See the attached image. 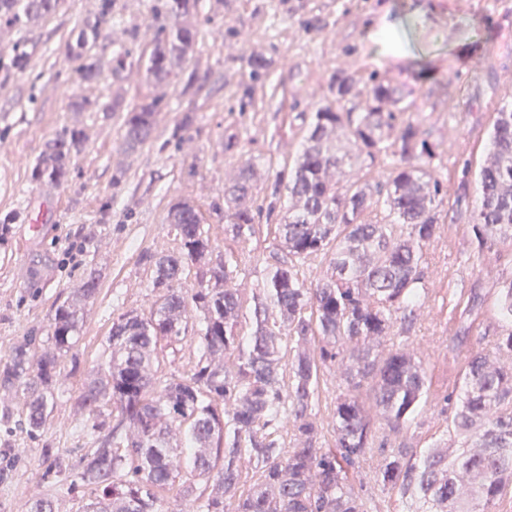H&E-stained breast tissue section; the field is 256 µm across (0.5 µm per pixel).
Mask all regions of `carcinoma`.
I'll return each instance as SVG.
<instances>
[{"label": "carcinoma", "mask_w": 512, "mask_h": 512, "mask_svg": "<svg viewBox=\"0 0 512 512\" xmlns=\"http://www.w3.org/2000/svg\"><path fill=\"white\" fill-rule=\"evenodd\" d=\"M0 0V18L27 24L57 0ZM197 0H155L168 25L157 31L146 67L157 86L193 53ZM112 21V0H100L68 54L82 82L99 75L89 42ZM335 99L313 116L291 167L288 217L277 225L288 261L268 265L263 288L246 301L232 281L243 260L224 254L210 265V244L195 206L168 213L179 249L144 254L151 288L162 294L147 313L136 309L112 323L106 366L85 380L81 407L114 420L92 425L93 448L81 456L72 484L91 491L87 512H171L166 493L182 471L202 481L182 486L191 512H367L351 475L373 459L371 411L394 435L423 410L427 370L408 340L392 341L395 327L419 315L429 294L427 247L448 204L433 159L436 146L407 115L404 90L371 73L365 82L338 71ZM166 106L156 94L128 109L124 144L149 140ZM83 131L50 141L31 170L34 181L59 184ZM377 167L389 174L372 180ZM255 163L242 161L224 187L225 231L235 241L255 233ZM363 176H353L352 172ZM477 252L512 244V108L495 113L490 150L480 171V198L470 213ZM325 274L309 282L304 266L315 258ZM208 266L193 292L179 287L189 266ZM99 287L88 274L55 308L54 352L30 361L27 344L0 359V388L27 394V431L33 438L53 407L59 356L73 349L83 309ZM201 313L197 354L185 378L153 373L159 350L186 339V315ZM500 324L485 328V346L464 359L463 387L446 419L448 444L418 452L393 448L376 463V481L407 504V512H503L512 499V280L498 303ZM474 294L452 343L468 339L479 318ZM250 336H242L244 326ZM334 366L338 394L331 428L334 448L320 446L323 424L314 412L323 370ZM244 459L260 464L248 475Z\"/></svg>", "instance_id": "cac0c4a2"}]
</instances>
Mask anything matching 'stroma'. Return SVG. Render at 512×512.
I'll use <instances>...</instances> for the list:
<instances>
[{
    "instance_id": "35a3bbf8",
    "label": "stroma",
    "mask_w": 512,
    "mask_h": 512,
    "mask_svg": "<svg viewBox=\"0 0 512 512\" xmlns=\"http://www.w3.org/2000/svg\"><path fill=\"white\" fill-rule=\"evenodd\" d=\"M97 0H59L39 21L19 26L0 19V358L37 334L31 361L51 351L57 305L89 273L98 292L84 309L76 354L60 357L64 374L42 432L31 438L24 423L23 392L0 389V512H29L51 497L55 512H84L88 494L72 489L71 470L88 449L84 429L94 422L78 396L92 370L109 354L107 337L121 313L149 311L156 299L143 253H166L177 242L169 209L189 201L198 209L213 258L242 254L246 266L234 279L244 296L261 288L273 258L287 259L274 226L288 209L274 196L276 177L289 170L312 112L332 101L339 70L366 80L378 72L402 86L413 118L437 148V169L448 187V215L430 244L431 282L425 309L408 336L423 347L430 406L402 440L426 448L445 435L438 408L457 393L459 366L486 324L448 351L445 329L455 328L472 289L484 296L486 323L496 322L497 298L512 279V245L477 256L466 215L479 197L482 163L495 112L512 104V0H199L192 57L166 89L145 75L161 24L153 0H112L114 19L91 52L100 76L76 80L67 42L96 10ZM128 54L113 74L112 54ZM24 69L11 64L14 52ZM266 63L252 79L249 62ZM151 140L130 150L123 144L126 108L158 92ZM121 98L124 108L109 111ZM193 122L181 128L184 114ZM83 130L80 153L66 181L36 182L31 169L46 143L67 129ZM235 151L224 149L227 140ZM257 163L259 205H274L269 223L242 242L224 231V186L245 158ZM474 171L462 176L464 161ZM52 208L41 238L28 232L32 212ZM60 459L52 483L39 472Z\"/></svg>"
}]
</instances>
